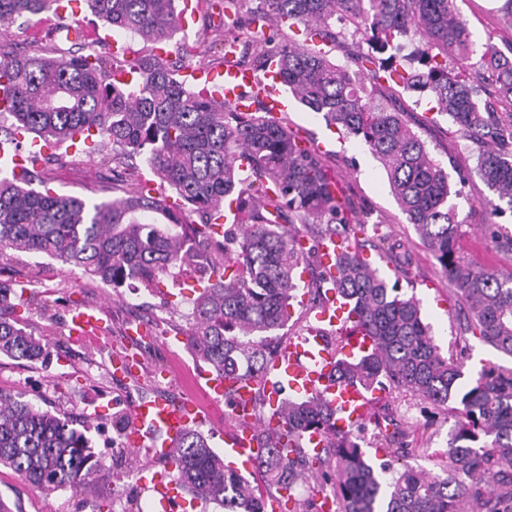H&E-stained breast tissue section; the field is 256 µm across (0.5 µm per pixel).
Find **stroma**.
<instances>
[{"mask_svg": "<svg viewBox=\"0 0 512 512\" xmlns=\"http://www.w3.org/2000/svg\"><path fill=\"white\" fill-rule=\"evenodd\" d=\"M455 7L468 25L475 54H482L487 44L505 53L512 51V27L502 23L496 0H456ZM399 106L410 114L414 130L427 141L435 158L446 165L451 182H467L462 197L455 200L460 217L469 225L460 241L463 252L482 268L512 266V254L493 250L482 230L486 218L479 201L489 191L476 172L475 156L455 138L448 116L433 111L426 95L403 93ZM287 117L290 128L310 145L324 146L328 163L351 188L372 222L387 233V242L377 244L368 230L356 232L355 237L373 264L398 281L402 292L421 300L425 320L440 347L453 351L467 348L473 366L491 359L512 367V358L500 357L478 340L462 342L451 319L456 297L448 279L433 252L398 208L379 162L357 139L340 138L322 115L297 102H290ZM111 178V172L98 165L96 157L79 151L47 164L44 172L49 187L90 199L97 198L100 182ZM0 280L27 284L40 293L42 303L33 307L27 330L53 343L51 356L44 362L1 355L0 389L22 393L43 409L64 414L76 426H87L99 461L86 488H62L49 494L30 486L12 469L0 466V502L9 512H114L115 501L123 500L134 502L143 512H160L155 494L139 483L137 471L127 470L126 456L114 455L112 442L118 436L120 422L132 420L125 397L127 388H135L144 399L179 395L185 382L175 373L177 363H197L184 345L189 300L194 295L191 279L168 278L149 289L125 287L117 293L55 259H48L46 266L40 267L35 256L27 255L19 261L0 263ZM76 304L99 308L105 327L99 338L81 345L64 328L68 310ZM140 328L155 336L153 347L139 352L143 361L140 376L125 382L113 379V355L124 350L127 334ZM165 370L170 373L166 379L161 376ZM370 414L371 421L351 427L350 435L371 464L385 460L375 423L391 418L400 425L409 450L402 465L440 472L447 459L452 425L446 415L417 399L384 391L378 392Z\"/></svg>", "mask_w": 512, "mask_h": 512, "instance_id": "1", "label": "stroma"}]
</instances>
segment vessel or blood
<instances>
[{"label": "vessel or blood", "mask_w": 512, "mask_h": 512, "mask_svg": "<svg viewBox=\"0 0 512 512\" xmlns=\"http://www.w3.org/2000/svg\"><path fill=\"white\" fill-rule=\"evenodd\" d=\"M224 98L239 110L253 109L263 103L272 114L278 115L288 108L280 91L270 83L257 80L251 73L226 65L224 68ZM320 321L338 327L342 340L340 349L327 347L319 333L293 338L280 358L267 367L263 384L271 402H278L285 388L305 390L331 396L332 404L341 414V424L349 428L363 420L369 404L364 394L352 386H340L330 380L337 356L353 357L366 349L371 341L347 316L346 307L324 309ZM73 336H91L100 329V319L90 308L75 307L70 311ZM215 395L229 396L240 423L233 434L224 439V453L243 466H251L258 451L255 419L250 412L253 380L232 383L220 378L212 379ZM133 421L125 432V446L145 461L140 476L142 482L151 484L162 512H172L180 504L184 491L168 471L155 470L154 464L169 459L176 444L190 426L201 425L205 415L192 396H184L178 403H171L165 396L137 404L132 410Z\"/></svg>", "instance_id": "obj_1"}]
</instances>
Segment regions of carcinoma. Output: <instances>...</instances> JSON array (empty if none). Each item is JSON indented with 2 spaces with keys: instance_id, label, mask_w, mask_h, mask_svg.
<instances>
[{
  "instance_id": "cac0c4a2",
  "label": "carcinoma",
  "mask_w": 512,
  "mask_h": 512,
  "mask_svg": "<svg viewBox=\"0 0 512 512\" xmlns=\"http://www.w3.org/2000/svg\"><path fill=\"white\" fill-rule=\"evenodd\" d=\"M60 0H0V26L23 27L28 17L58 11ZM89 12L140 40L131 60L91 45L79 51L17 47L0 39V89H9L4 114L17 124L0 144L22 149L31 133L59 160L77 135L96 132L100 162L122 190L90 199L30 187L36 162L20 173L0 174V258L41 254L77 268L115 289L146 287L197 271L186 345L224 378L260 382L265 348L292 320L296 291L310 276V303L330 298L350 305L372 344L342 357L333 381L365 392L388 389L409 395L454 419L444 474L390 465L376 468L350 433L336 427L330 401L310 395L278 405L283 429L264 427L254 465L284 492L282 512H311L314 499L295 494L298 481L324 490L319 476L334 472L336 512H512V368L484 360L476 377L461 383L464 363L445 353L424 323L415 295L400 291L363 258L349 226L366 224L336 170L322 153L301 144L288 122L263 109L240 112L179 78L190 55L177 45L159 56L179 27L175 0H86ZM219 22L203 29L224 53L242 44L249 69L267 72L276 62L280 85L300 104L323 115L343 137L358 139L383 168L391 194L434 253L460 308L461 333L512 357V267L473 266L459 243L464 224L448 203V172L396 109L400 91L430 94L476 156L480 179L499 202L512 207V60L489 46L471 63L473 43L454 0H220ZM337 19L363 35L371 52L352 53L355 68L333 61L325 47L344 32ZM274 25L270 37L232 35L241 24ZM419 38V68L399 70L403 38ZM249 160L240 168L239 159ZM146 162L164 192L152 194L131 175ZM234 211L235 234L224 239L209 226ZM322 225L315 245L303 248L296 225ZM497 249L512 252V234L486 225ZM345 245L336 275L321 266L316 244ZM33 299L0 282V355L36 362L51 343L24 328ZM326 435L306 447L302 436ZM89 439L65 417L0 392V464L42 491L87 484L94 464ZM172 477L191 495L223 512H266L263 497L224 464L207 439L187 431L172 455Z\"/></svg>"
}]
</instances>
